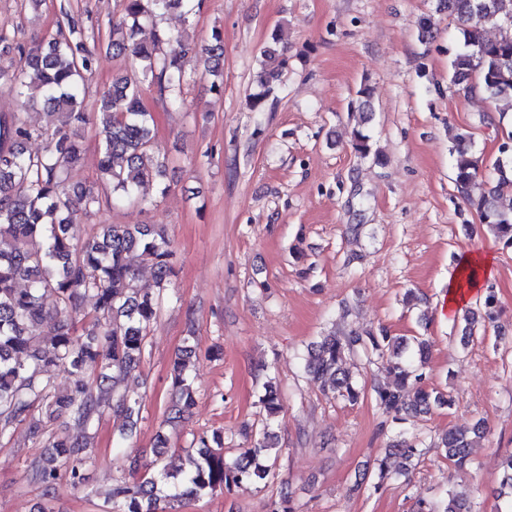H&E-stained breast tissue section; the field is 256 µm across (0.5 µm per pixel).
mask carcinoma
Masks as SVG:
<instances>
[{
	"label": "carcinoma",
	"mask_w": 512,
	"mask_h": 512,
	"mask_svg": "<svg viewBox=\"0 0 512 512\" xmlns=\"http://www.w3.org/2000/svg\"><path fill=\"white\" fill-rule=\"evenodd\" d=\"M440 2L458 20L464 46L451 62L452 83L466 90L475 74L489 104L500 113L512 111V37L489 40L482 34L486 23L512 27V0ZM202 5L203 0H125V16L112 23L106 49L114 57L132 58L137 68L132 74L115 75L97 100L102 141L99 178L92 185L72 184L69 174L83 160V133L89 124L86 81L97 65V46L88 43L83 28L69 17L66 35L44 38L30 48L17 42L0 49L24 58L18 68L0 67V82L12 84L23 104H40L53 117L50 129L41 130L29 126L19 113L0 116V442L10 440L16 427L24 425L32 439L48 448L27 470L28 479L48 491L63 482L73 487L86 483V461L69 454L81 441L52 429L59 418L67 417L86 431L113 401L127 418L136 413L137 403L116 392L145 351L148 330L174 272L175 251L156 224H100L83 239L72 228L88 223L104 204L145 203L140 188L167 176L168 157L155 144L154 118L142 102L144 88H157L167 107L179 111L189 68L201 63L212 77V91L223 92L219 30H212L202 43L183 41L181 51L173 55L161 51L159 35L150 41L142 37L144 28L157 25L163 15L177 12L188 20ZM258 64V90L250 97V109L264 112L277 99L288 66L287 49L279 48L277 36L260 51ZM34 138L46 140L43 150L27 148ZM351 146L360 158L384 164L363 129H353ZM451 152L456 154L458 192L494 236L511 247L512 162L498 158L491 175H484L465 133L456 136ZM479 181L491 187L474 198L470 190ZM134 251L152 262L153 284H141L129 262ZM47 294L54 297L51 310L44 305ZM496 303L489 285L479 307L464 318L469 330L494 321ZM359 350L392 376L391 385L372 387L386 417L403 421L413 413L453 405V398L430 387L421 371L428 343L412 345L384 328L323 336L308 350L304 368L321 382L323 391L355 403L365 395V387L352 381L342 362L345 353ZM191 353L187 349L173 361L169 424L184 419L195 405L194 378L185 365ZM89 362L101 368L93 385L85 380ZM52 370L72 377L69 391L56 390ZM260 402L268 419L275 418L280 399L272 386L265 387ZM475 432L474 427H451L435 447L456 469H466L473 463L470 435ZM276 439L267 424L228 463L224 433L202 434L195 441L198 459L191 471L179 477L160 468L150 477L117 485L111 512H156L162 498L180 501L264 481L271 474L265 454ZM421 455L423 449L415 441L396 435L377 460L379 480L399 473ZM500 493L506 499L504 512H512V452L505 460Z\"/></svg>",
	"instance_id": "obj_1"
}]
</instances>
